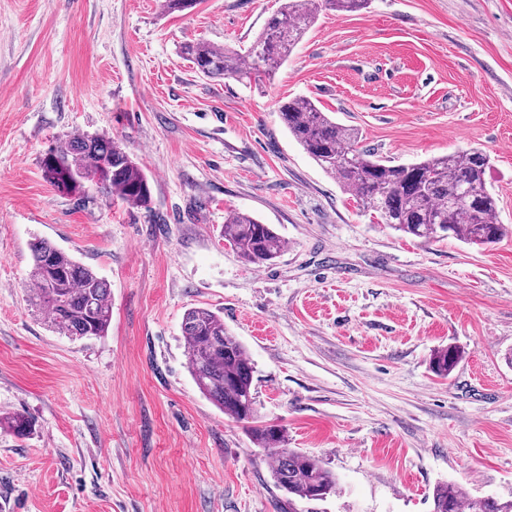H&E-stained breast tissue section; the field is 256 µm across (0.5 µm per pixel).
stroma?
Here are the masks:
<instances>
[{"mask_svg":"<svg viewBox=\"0 0 512 512\" xmlns=\"http://www.w3.org/2000/svg\"><path fill=\"white\" fill-rule=\"evenodd\" d=\"M282 0H0V512H432L440 482L512 499V236H402L281 122L306 97L397 165L478 147L512 226V0H370L320 11L273 79L209 78L183 54L246 51ZM121 140L151 210L43 178L57 136ZM286 241L249 264L230 211ZM43 238L110 284L105 336L53 332L28 301ZM221 311L256 366L260 421L336 477L289 503L270 451L187 369L185 312ZM457 346L448 378L434 350ZM0 429L17 437H25L32 433L33 422L20 413L4 412L0 415Z\"/></svg>","mask_w":512,"mask_h":512,"instance_id":"stroma-1","label":"stroma"}]
</instances>
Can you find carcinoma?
Here are the masks:
<instances>
[{
	"instance_id": "obj_1",
	"label": "carcinoma",
	"mask_w": 512,
	"mask_h": 512,
	"mask_svg": "<svg viewBox=\"0 0 512 512\" xmlns=\"http://www.w3.org/2000/svg\"><path fill=\"white\" fill-rule=\"evenodd\" d=\"M369 0H284L248 48L249 64L231 47L190 43L183 53L207 76L247 83L272 78L288 60L308 27L323 9L356 11ZM282 123L305 152L381 223L424 240L452 236L476 245H493L506 234L498 223L497 198L487 188L489 156L468 148L423 161L391 165L361 145L359 132L342 126L307 98L278 106ZM44 179L65 195L88 197L96 189L130 209L150 208L152 193L143 169L123 143L107 134H71L56 139L42 159ZM224 243L243 260L265 264L277 259L286 242L268 224L245 212L224 217ZM32 269L29 301L45 313L50 327L63 336L100 337L107 333L112 311L110 288L92 268L50 242L30 243ZM188 370L200 392L224 415L248 424L254 444L276 451L270 466L275 485L294 500L322 501L336 491V477L316 458L285 447L276 425H258L254 364L244 345L224 328V317L208 307L183 316ZM461 353L455 346L434 351L433 372L445 378ZM0 429L17 437L32 433L33 422L20 413L0 414ZM433 512H512V500L472 499L456 484L433 490Z\"/></svg>"
}]
</instances>
